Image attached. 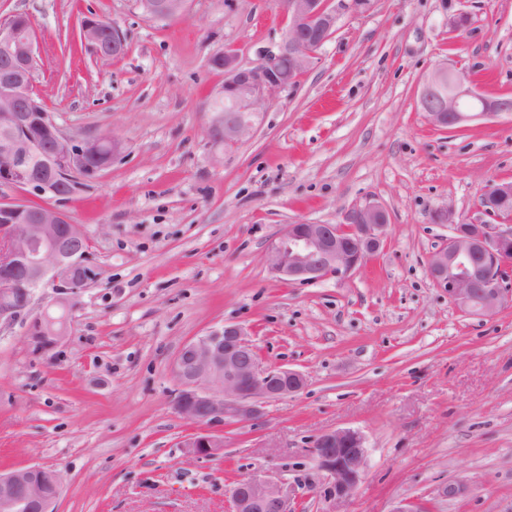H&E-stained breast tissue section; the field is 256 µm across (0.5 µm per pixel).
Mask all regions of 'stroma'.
I'll return each mask as SVG.
<instances>
[{
	"label": "stroma",
	"mask_w": 512,
	"mask_h": 512,
	"mask_svg": "<svg viewBox=\"0 0 512 512\" xmlns=\"http://www.w3.org/2000/svg\"><path fill=\"white\" fill-rule=\"evenodd\" d=\"M16 14L35 27V91L53 120L112 133L123 150L56 203L82 225L93 272L66 339L39 353L26 323L0 329V470L58 473L57 512H225L229 488L259 472L300 512H325L308 449L350 428L368 449L350 512H512V306L464 315L426 270L450 233L435 212L481 220L488 181H512V112L446 130L419 104L441 66L512 97V0H371L339 15L315 62L225 152L206 133L224 83L211 59L231 47L247 66L276 51L289 23L278 0H189L176 21L136 0H0V19ZM92 14L120 26L124 55L99 58L83 40ZM368 202L390 223L360 269L308 285L270 272L286 225L338 224ZM226 323L307 383L195 458L170 365ZM449 482L466 492L440 498Z\"/></svg>",
	"instance_id": "obj_1"
}]
</instances>
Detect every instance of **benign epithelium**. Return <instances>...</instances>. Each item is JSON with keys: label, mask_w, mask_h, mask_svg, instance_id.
<instances>
[{"label": "benign epithelium", "mask_w": 512, "mask_h": 512, "mask_svg": "<svg viewBox=\"0 0 512 512\" xmlns=\"http://www.w3.org/2000/svg\"><path fill=\"white\" fill-rule=\"evenodd\" d=\"M188 0H138L149 17L170 21L184 16ZM289 17L275 53L249 67L239 63L235 50L213 56L211 64L224 72V86L207 105V135L231 149L256 129L255 117L269 99L288 88L317 58L334 33L339 13L359 14L370 0H280ZM81 35L100 58H117L126 38L115 22L89 16ZM288 61V74L281 70ZM40 57L31 20L20 14L0 20V185L25 188L39 196L62 199L79 176L108 167L122 144L109 133L76 138L62 132L34 91ZM230 99V118L216 103ZM421 108L440 128H457L471 118L512 112V99H489L462 73L439 67L424 82ZM512 197V183L491 181L477 207L488 217L464 222L448 207L438 221L451 228L443 247L432 253L427 273L448 292L464 314L489 316L512 306V228L500 230L508 217L498 203ZM388 214L370 203L348 210L341 224L297 222L273 240L267 252L270 270L288 281L316 282L356 271L381 248ZM88 239L82 225L48 205L0 200V326L12 324L30 311L35 292L53 288L52 308L35 316L30 331L45 337L46 346L59 344L69 333L70 294L85 286ZM176 381L172 405L202 431L189 435L182 447L196 457H213L224 448V426L261 419L265 406L303 390L302 373L263 365L244 327L226 323L186 342L171 363ZM310 452L327 483L312 492L328 504L326 512H343L362 480L368 450L363 435L353 429L318 435ZM57 475L37 465L0 470V512H56L60 496ZM226 512H296L288 486L267 476L237 481L228 490Z\"/></svg>", "instance_id": "1"}]
</instances>
